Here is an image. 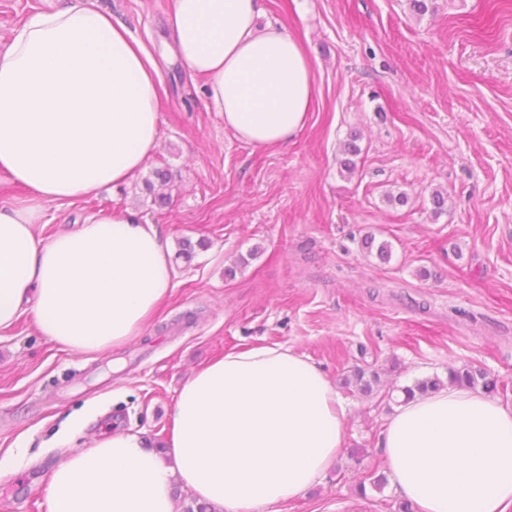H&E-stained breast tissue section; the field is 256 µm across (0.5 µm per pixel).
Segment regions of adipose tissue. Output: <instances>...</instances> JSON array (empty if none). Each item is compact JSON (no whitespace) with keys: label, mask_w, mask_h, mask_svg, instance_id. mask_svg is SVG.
<instances>
[{"label":"adipose tissue","mask_w":512,"mask_h":512,"mask_svg":"<svg viewBox=\"0 0 512 512\" xmlns=\"http://www.w3.org/2000/svg\"><path fill=\"white\" fill-rule=\"evenodd\" d=\"M262 0H175L178 55L239 140L272 147L307 122L313 63ZM158 67L96 0H56L0 48V172L27 189L0 207V330L32 314L61 349L98 354L138 336L173 286L172 250L126 210L48 241L49 201L133 179L159 139ZM347 406L325 374L282 345L230 351L182 386L168 452L114 430L70 454L46 512H179L175 486L217 512H265L332 466ZM381 446L396 491L420 512H512V405L446 386L401 404Z\"/></svg>","instance_id":"ef3b65f1"}]
</instances>
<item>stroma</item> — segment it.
<instances>
[{
  "label": "stroma",
  "instance_id": "35a3bbf8",
  "mask_svg": "<svg viewBox=\"0 0 512 512\" xmlns=\"http://www.w3.org/2000/svg\"><path fill=\"white\" fill-rule=\"evenodd\" d=\"M155 59L160 138L130 183L45 204L39 239L127 209L171 246L174 287L142 333L95 356L59 349L31 314L0 331V512H45L65 457L121 428L168 444L190 375L233 350L280 344L332 383L369 363L384 387L474 365L512 405V10L497 0H263L265 21L314 63L304 129L257 148L208 108L205 80L179 59L174 0H99ZM355 141L353 172L343 146ZM170 175L163 184L157 171ZM446 209L434 214L432 194ZM404 195L398 203L396 195ZM392 247L389 261L362 245ZM340 452L320 484L267 512H397L380 436L382 394L342 392ZM364 449L361 462L349 457Z\"/></svg>",
  "mask_w": 512,
  "mask_h": 512
}]
</instances>
